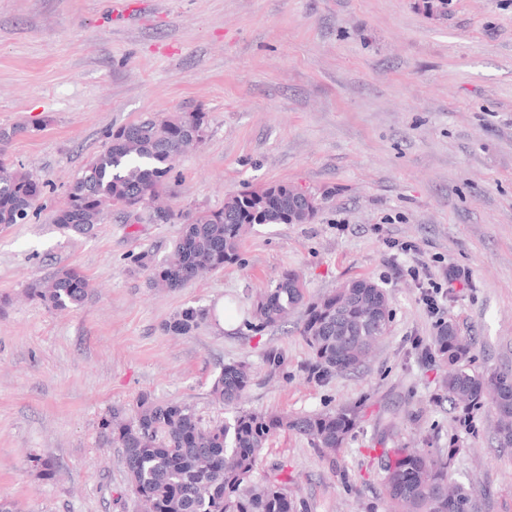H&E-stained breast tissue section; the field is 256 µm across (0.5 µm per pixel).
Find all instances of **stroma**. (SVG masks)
Instances as JSON below:
<instances>
[{
  "label": "stroma",
  "instance_id": "obj_1",
  "mask_svg": "<svg viewBox=\"0 0 512 512\" xmlns=\"http://www.w3.org/2000/svg\"><path fill=\"white\" fill-rule=\"evenodd\" d=\"M178 112L208 117L160 188L178 216L278 184L314 194L318 214L254 226L238 263L165 291L132 257L162 261L178 218L115 209L83 236L51 218L110 131ZM0 129L9 159L44 185L28 223L0 225V498L19 512H138L103 420L143 394L206 425L231 419L210 389L245 362L244 409L361 413L335 463L291 431L264 449L308 512H387L380 453L421 440L453 450L449 478L474 485L473 512H512L496 411L454 409L434 351L449 322L471 342L469 368L512 373V0H447L442 14L425 0H0ZM68 267L92 288L57 312L31 291ZM287 268L314 298L357 279L387 291L389 331L357 371L307 379L300 316L244 325ZM450 268L460 278L429 313L427 282ZM219 305L223 322L164 329ZM272 349L287 378H268ZM208 315L209 311L205 308H185L165 324V330L174 336L189 335L208 318Z\"/></svg>",
  "mask_w": 512,
  "mask_h": 512
}]
</instances>
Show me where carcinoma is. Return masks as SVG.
<instances>
[{
	"mask_svg": "<svg viewBox=\"0 0 512 512\" xmlns=\"http://www.w3.org/2000/svg\"><path fill=\"white\" fill-rule=\"evenodd\" d=\"M196 126L208 128L206 113L146 117L113 131L104 149L66 190L53 222L85 235L114 207L135 215L150 206ZM12 136L0 131V225L28 220L42 195L37 179L7 161ZM315 215L314 210L302 209L287 184L246 189L227 196L221 209L198 210L188 218L170 258L156 263L143 253L134 262L152 270L155 287L177 291L204 273L238 262L245 227L292 220L307 224ZM90 288L84 275L67 268L34 295L48 308L64 311L79 306ZM298 308L304 309L300 334L311 349L304 370L318 381L362 366L387 334L393 315L387 292L370 280H354L311 299L301 275L286 269L253 303L246 324L262 331ZM208 315L205 308H185L165 324V330L186 336ZM435 349L447 367L442 389L451 405L466 413L491 396L500 415L512 416L511 374L468 369L470 342L451 323L441 327ZM252 381L246 362L224 365L214 379V400L235 409L229 422L205 426L191 406L157 402L147 394L139 397L131 415L112 409L103 426L110 431L112 444L122 449L128 486L145 512H306L282 467L259 471L265 445L278 431H293L334 463L336 451L355 428L357 412L341 407L288 418L240 409ZM450 460L449 455L424 448L393 449L383 469L385 493L394 512H472L470 491L462 485L448 486Z\"/></svg>",
	"mask_w": 512,
	"mask_h": 512,
	"instance_id": "cac0c4a2",
	"label": "carcinoma"
}]
</instances>
